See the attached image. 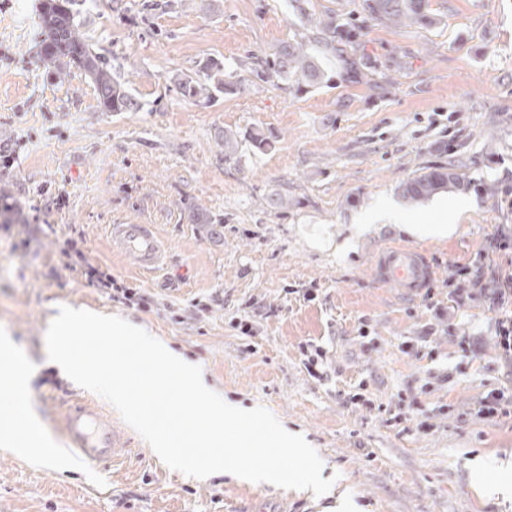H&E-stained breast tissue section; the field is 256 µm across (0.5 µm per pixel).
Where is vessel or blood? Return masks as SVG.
I'll list each match as a JSON object with an SVG mask.
<instances>
[{
    "label": "vessel or blood",
    "mask_w": 512,
    "mask_h": 512,
    "mask_svg": "<svg viewBox=\"0 0 512 512\" xmlns=\"http://www.w3.org/2000/svg\"><path fill=\"white\" fill-rule=\"evenodd\" d=\"M113 244L143 269L155 267L161 259V245L146 224H114L110 227ZM378 281L398 288L404 295H420L434 277L428 260L417 248L397 245L384 248L376 257ZM63 431L72 446L88 464L112 459L116 436L111 418L97 405L76 403L63 418Z\"/></svg>",
    "instance_id": "obj_1"
}]
</instances>
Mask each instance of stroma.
Returning <instances> with one entry per match:
<instances>
[{
    "instance_id": "stroma-1",
    "label": "stroma",
    "mask_w": 512,
    "mask_h": 512,
    "mask_svg": "<svg viewBox=\"0 0 512 512\" xmlns=\"http://www.w3.org/2000/svg\"><path fill=\"white\" fill-rule=\"evenodd\" d=\"M360 26L354 45L325 61L320 85L192 100L177 80L209 59L249 78L255 59L293 38L288 0H86L81 31L121 67L140 103L105 112L76 68L43 60L42 0H0V194L21 213L0 223V332L33 365L28 394L63 467L0 447V512H512V415L475 416L489 390L512 385L490 342L482 299L435 322L422 298L381 284L375 254L421 250L447 304L448 269L489 252L512 225V0H429L434 22L372 21L364 0H311ZM262 129L271 149L244 136ZM242 134L239 157L219 149ZM444 166L461 185L421 202L403 183ZM287 206H280V199ZM394 203L397 224L351 235L357 214ZM463 210L445 237L403 232L436 224L437 203ZM114 224L150 225L162 244L143 270L113 246ZM118 282L150 297L131 306L69 266L66 241ZM119 315L198 365L226 402L263 406L301 432L334 484L322 498L253 485L229 474L196 479L167 467L111 404L120 436L112 462L89 465L60 430L69 405L94 393L47 357L59 306ZM249 320L242 334L233 320ZM435 324L431 353L402 342ZM368 326L371 337L359 336ZM479 342L463 352L461 337ZM325 352L323 377L300 347ZM364 390L372 407L352 404ZM418 399L430 428L389 425ZM301 355L303 357V365L308 374L314 378L323 376L321 366L325 353L320 346L307 344L301 347Z\"/></svg>"
}]
</instances>
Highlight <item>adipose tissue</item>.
Segmentation results:
<instances>
[{"label": "adipose tissue", "instance_id": "1", "mask_svg": "<svg viewBox=\"0 0 512 512\" xmlns=\"http://www.w3.org/2000/svg\"><path fill=\"white\" fill-rule=\"evenodd\" d=\"M33 369L19 353L9 335L0 336V442L18 443L19 453L35 459L43 458L46 437L36 429V420L22 396L29 387Z\"/></svg>", "mask_w": 512, "mask_h": 512}]
</instances>
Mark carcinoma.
I'll use <instances>...</instances> for the list:
<instances>
[{"instance_id":"carcinoma-1","label":"carcinoma","mask_w":512,"mask_h":512,"mask_svg":"<svg viewBox=\"0 0 512 512\" xmlns=\"http://www.w3.org/2000/svg\"><path fill=\"white\" fill-rule=\"evenodd\" d=\"M310 2L289 0L294 16L309 28L308 35L284 42L258 60L252 69V84L274 80L286 84L292 80L300 90L321 82L326 77L325 71L319 58L308 53L306 40L317 42L324 56L336 53V44L340 42H356L357 30L353 25L337 22L334 12L322 18L314 17L310 12ZM77 4L78 0H43L41 23L50 37L44 50L45 62L60 72L71 66L83 70L95 87L102 111L138 110L140 104L120 80L116 66L95 52L81 34L78 11L73 9ZM365 4L371 19L382 25L432 23V18L425 11L426 0H365ZM177 84L182 95L193 100H210L219 93L232 94L243 89L242 82L233 80V74L226 73L224 63L218 60L206 61L194 75L177 79ZM220 146L224 159L235 158L239 150L237 133L224 131ZM459 185L455 174L441 168H429L403 184L402 195L419 201Z\"/></svg>"}]
</instances>
